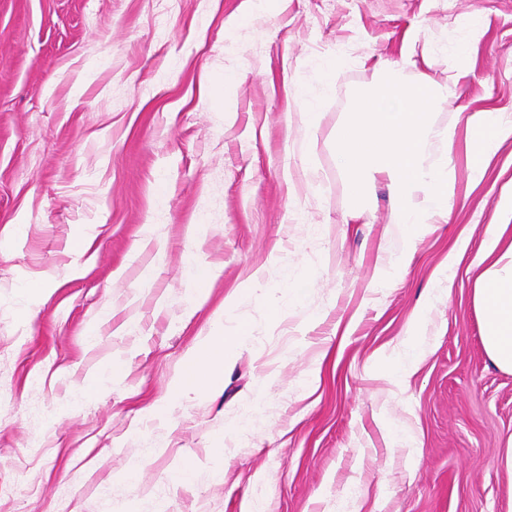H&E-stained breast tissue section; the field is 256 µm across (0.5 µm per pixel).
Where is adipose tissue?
<instances>
[{
    "mask_svg": "<svg viewBox=\"0 0 512 512\" xmlns=\"http://www.w3.org/2000/svg\"><path fill=\"white\" fill-rule=\"evenodd\" d=\"M457 78L439 84L423 78L408 87L362 99L345 123L336 154L349 191L367 195L378 178L388 182L395 223L447 224L454 213L452 146L455 132L432 122L429 110L456 95ZM512 138V122L496 112H475L467 119L466 152L473 177L483 162ZM482 269L474 279L472 302L489 360L512 373V218L488 225L479 248ZM223 337L205 336L170 385L172 396L204 387L213 367L224 364L232 348Z\"/></svg>",
    "mask_w": 512,
    "mask_h": 512,
    "instance_id": "1",
    "label": "adipose tissue"
}]
</instances>
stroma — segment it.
Masks as SVG:
<instances>
[{
    "label": "stroma",
    "mask_w": 512,
    "mask_h": 512,
    "mask_svg": "<svg viewBox=\"0 0 512 512\" xmlns=\"http://www.w3.org/2000/svg\"><path fill=\"white\" fill-rule=\"evenodd\" d=\"M411 39L402 82L461 76L431 109L455 219L413 232L336 162ZM488 110L512 114V0H0V512H512V374L467 275L436 276L461 230L512 212V139L478 183L465 152ZM380 257L407 266L373 291ZM257 269L265 297L225 307ZM216 327L247 347L148 418ZM420 331L418 327H413L408 336H410L405 342L408 346V361L407 363H398L396 364L395 370L393 372V376L395 380L399 383H402L405 378L410 374L412 367H414L420 360V351H419V343L415 340V336H419Z\"/></svg>",
    "instance_id": "1"
}]
</instances>
